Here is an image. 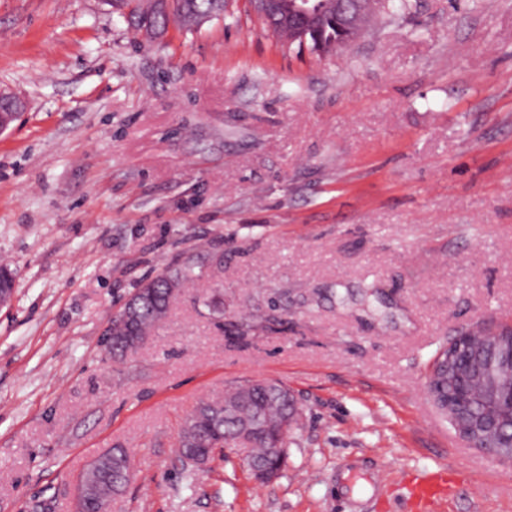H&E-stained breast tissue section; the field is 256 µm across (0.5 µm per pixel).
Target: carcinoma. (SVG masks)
Masks as SVG:
<instances>
[{"instance_id":"1","label":"carcinoma","mask_w":512,"mask_h":512,"mask_svg":"<svg viewBox=\"0 0 512 512\" xmlns=\"http://www.w3.org/2000/svg\"><path fill=\"white\" fill-rule=\"evenodd\" d=\"M111 4L127 9V23L135 29L143 27V17L153 14L152 30L163 33L170 21L179 23L187 32L199 30L197 18L212 19L224 14V0H188L193 12L182 14L183 0H172L169 10H159L151 0H111ZM308 38L326 40L337 35L336 19L307 22ZM204 278L203 270L188 260L153 278L141 281L112 320L111 344L105 349L111 358H123L134 352L165 318L171 302L181 288ZM464 385L469 395L478 400L485 390L475 375L465 368L460 356L448 360V379L440 382L443 394L458 392ZM300 413L282 383L274 380H252L227 389L224 396L202 399L186 419L178 439L184 477L193 484L199 466L191 461L206 458L215 448L235 444L243 430L258 422L260 431L248 448L247 461L280 467L283 462L274 452L285 448L288 434L297 425ZM130 480L126 451L114 448L99 456L93 471L91 492L87 495L86 512H100L101 497L121 488Z\"/></svg>"}]
</instances>
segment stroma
Listing matches in <instances>:
<instances>
[{"instance_id": "stroma-1", "label": "stroma", "mask_w": 512, "mask_h": 512, "mask_svg": "<svg viewBox=\"0 0 512 512\" xmlns=\"http://www.w3.org/2000/svg\"><path fill=\"white\" fill-rule=\"evenodd\" d=\"M0 512H73L125 449L111 512H368L399 471L459 479L438 512H512V469L426 395L441 346L512 323V0H412L327 55L248 0L149 41L104 0H0ZM204 265L137 352L104 325L136 285ZM269 320L246 336L234 326ZM268 378L301 413L261 483L240 449L194 484L197 401ZM130 480L126 451L114 448L99 456L93 471L91 492L87 495L86 512H100V499L121 488Z\"/></svg>"}]
</instances>
